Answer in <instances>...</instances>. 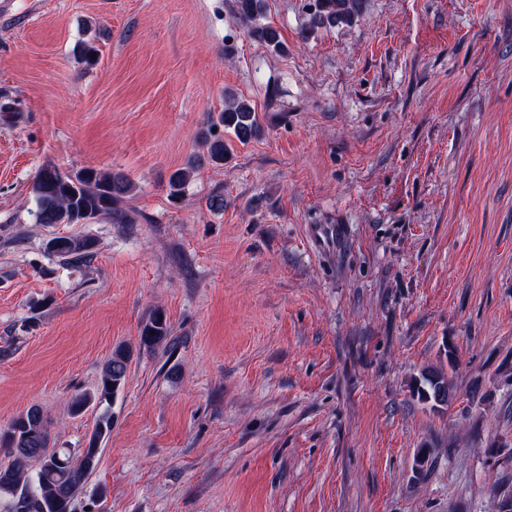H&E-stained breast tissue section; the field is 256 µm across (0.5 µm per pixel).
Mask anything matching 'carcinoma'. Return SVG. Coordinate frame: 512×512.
Listing matches in <instances>:
<instances>
[{
    "label": "carcinoma",
    "mask_w": 512,
    "mask_h": 512,
    "mask_svg": "<svg viewBox=\"0 0 512 512\" xmlns=\"http://www.w3.org/2000/svg\"><path fill=\"white\" fill-rule=\"evenodd\" d=\"M359 11L360 0H316L308 32L349 25L356 21ZM232 15L238 25L273 53L286 52L278 31L262 23L263 0H233ZM263 133L255 107L246 99L224 93V107L208 114L206 127L198 135L204 154L191 157L186 166L170 175V197H181L201 162L224 165L228 156L224 135L230 134L246 144ZM132 190L131 180L121 172L84 168L68 175L46 165L35 175L32 216L37 224H85L97 217L127 224L131 218L123 203L130 199ZM93 248L94 241L86 237L57 236L47 243L52 254L69 259L87 257ZM170 335L167 315L157 308L139 330V350L155 354L168 347ZM131 357L129 347L117 345L103 365L95 391L72 397L71 414L80 415L91 406L115 399L126 384ZM412 394L433 407L446 405L454 397L452 382L442 369L421 373L413 382ZM49 425L47 413L33 405L0 428V448L8 455V463L0 467V498L9 501L11 512H74L75 501L98 468L112 432V414L107 410L99 414L83 448L54 447Z\"/></svg>",
    "instance_id": "carcinoma-1"
}]
</instances>
